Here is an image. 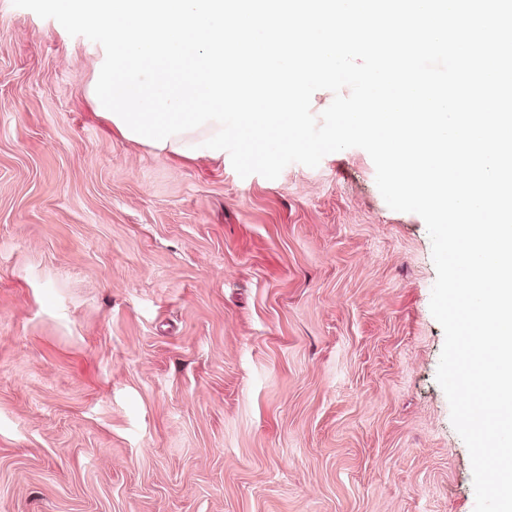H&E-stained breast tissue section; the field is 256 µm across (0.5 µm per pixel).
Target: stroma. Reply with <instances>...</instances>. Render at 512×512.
<instances>
[{
    "label": "stroma",
    "instance_id": "obj_1",
    "mask_svg": "<svg viewBox=\"0 0 512 512\" xmlns=\"http://www.w3.org/2000/svg\"><path fill=\"white\" fill-rule=\"evenodd\" d=\"M100 55L0 0V512H474L423 219L123 138Z\"/></svg>",
    "mask_w": 512,
    "mask_h": 512
}]
</instances>
